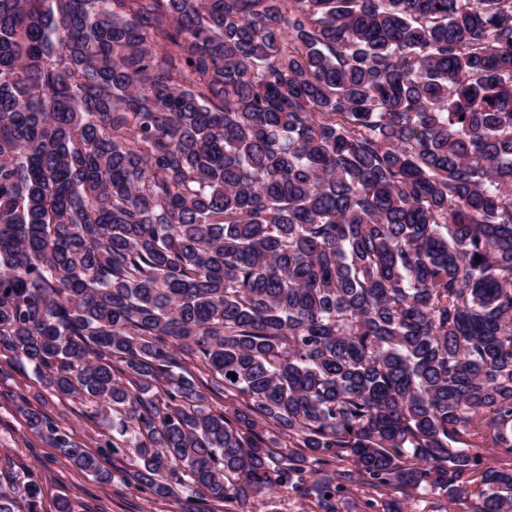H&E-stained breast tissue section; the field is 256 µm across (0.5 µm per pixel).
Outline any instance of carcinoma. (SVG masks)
Instances as JSON below:
<instances>
[{"instance_id": "cac0c4a2", "label": "carcinoma", "mask_w": 512, "mask_h": 512, "mask_svg": "<svg viewBox=\"0 0 512 512\" xmlns=\"http://www.w3.org/2000/svg\"><path fill=\"white\" fill-rule=\"evenodd\" d=\"M17 363L111 414L19 409L119 488L512 512V0H0ZM405 511L407 512H433L440 510L441 512H459L457 510L466 509V505H450L435 495L419 493L413 494L409 499L402 496ZM445 507V508H444Z\"/></svg>"}]
</instances>
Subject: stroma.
I'll list each match as a JSON object with an SVG mask.
<instances>
[{
    "instance_id": "obj_1",
    "label": "stroma",
    "mask_w": 512,
    "mask_h": 512,
    "mask_svg": "<svg viewBox=\"0 0 512 512\" xmlns=\"http://www.w3.org/2000/svg\"><path fill=\"white\" fill-rule=\"evenodd\" d=\"M37 400L73 429L75 439L86 443L108 433L110 423L101 418L86 420L81 403H58L22 370L0 376V462L8 460L16 469L37 474L44 508L48 510L57 498L66 497L77 512H181L169 500L133 487L116 489L65 463L57 448L32 433L18 412L20 405Z\"/></svg>"
}]
</instances>
